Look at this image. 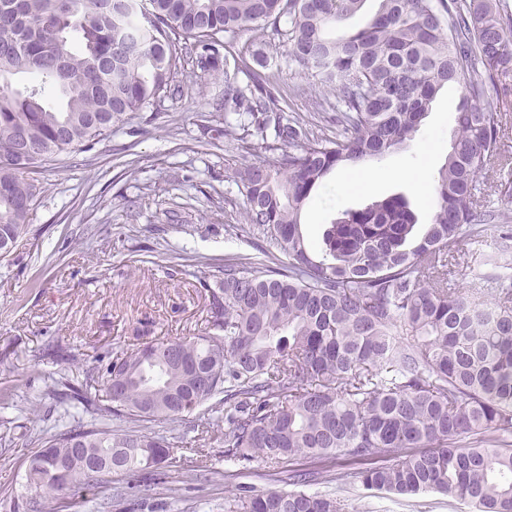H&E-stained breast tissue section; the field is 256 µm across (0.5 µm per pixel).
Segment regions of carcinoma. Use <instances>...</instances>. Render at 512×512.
<instances>
[{"instance_id":"cac0c4a2","label":"carcinoma","mask_w":512,"mask_h":512,"mask_svg":"<svg viewBox=\"0 0 512 512\" xmlns=\"http://www.w3.org/2000/svg\"><path fill=\"white\" fill-rule=\"evenodd\" d=\"M366 0H0V239L19 246L54 157L91 148L112 127L182 91L180 39L193 76L224 78L222 127L270 156L242 167L243 217L265 260L224 259L205 328L151 339L79 378L54 373L56 426L29 436L26 512L112 486L157 485L184 441L147 431L224 395V458L271 466L340 456L371 488L436 491L476 512H512V225L481 204L502 156L489 87L512 77L509 0H378L370 23L333 29ZM273 27L289 59L336 100V133L289 116L255 73L242 83L227 45ZM19 73L25 91L12 89ZM460 92L448 158L418 227L394 194L326 225L313 247L301 217L339 168L378 161L418 132L437 94ZM497 236L486 239L488 226ZM490 248L482 288L448 286V254ZM473 441H468V438ZM408 448L416 449L403 454ZM297 488L235 495L227 512H343Z\"/></svg>"}]
</instances>
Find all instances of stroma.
<instances>
[{"label": "stroma", "mask_w": 512, "mask_h": 512, "mask_svg": "<svg viewBox=\"0 0 512 512\" xmlns=\"http://www.w3.org/2000/svg\"><path fill=\"white\" fill-rule=\"evenodd\" d=\"M265 42L278 47L279 39L269 31L258 41L249 32L230 53L243 73L263 70L287 111L329 131L317 109L326 91L279 47L268 67H259L255 54ZM223 89L219 81L203 96L192 88L166 98L158 111L140 113L91 149L43 169L47 191L29 234L0 259V512H14L27 496L22 458L30 433L55 423L48 410L30 413L45 375L67 367L55 346L92 366L135 347L144 329L153 339L194 335L205 325L206 285L225 256L257 257L252 232L223 198L235 188V171L259 156L202 123ZM457 101L455 91H442L403 148L368 170L327 177L302 213L305 238L319 243L331 218L396 193L428 223L427 196L414 175L433 178L444 164ZM203 462L212 475L198 482L192 475ZM309 468L316 479L308 492L343 501L346 512H472L467 502L435 491L399 496L366 488L358 464L343 457ZM165 478L164 486L138 494L137 512H224L225 498L238 489L289 487L287 468L225 460L223 449L204 440L175 448Z\"/></svg>", "instance_id": "35a3bbf8"}]
</instances>
